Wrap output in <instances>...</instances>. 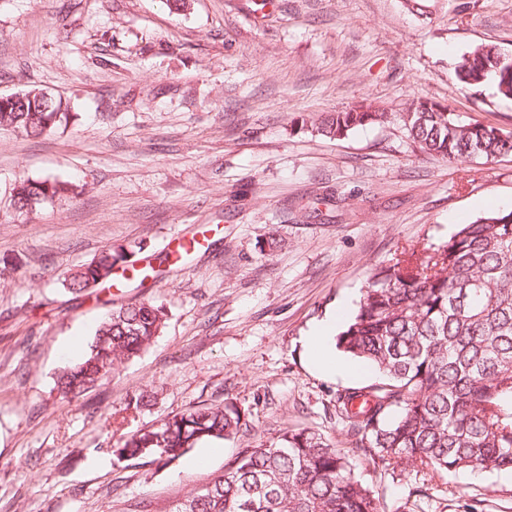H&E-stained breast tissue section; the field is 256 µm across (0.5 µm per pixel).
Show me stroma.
Instances as JSON below:
<instances>
[{"label":"stroma","instance_id":"stroma-1","mask_svg":"<svg viewBox=\"0 0 512 512\" xmlns=\"http://www.w3.org/2000/svg\"><path fill=\"white\" fill-rule=\"evenodd\" d=\"M0 0V95L68 99L67 127L0 130V512H169L241 449L295 428L350 449L336 395L376 379L318 370L305 338L346 320L376 269L512 209V157L445 162L401 126L338 140L305 116L419 98L512 132V98L466 88L454 62L480 43L512 55V0ZM70 193L16 212L19 180ZM204 245L167 256L173 237ZM112 250L146 279L74 295L67 270ZM150 300L167 319L103 385L65 398L56 379L112 307ZM149 392V405L133 398ZM232 402L235 438L161 465L120 461L137 430ZM354 474L387 512H512V473Z\"/></svg>","mask_w":512,"mask_h":512}]
</instances>
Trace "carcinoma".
<instances>
[{
  "label": "carcinoma",
  "mask_w": 512,
  "mask_h": 512,
  "mask_svg": "<svg viewBox=\"0 0 512 512\" xmlns=\"http://www.w3.org/2000/svg\"><path fill=\"white\" fill-rule=\"evenodd\" d=\"M503 53L480 44L455 63L458 80L478 88L492 79L512 97ZM18 107L0 108V128L29 136L67 126L68 102L33 87ZM402 122L420 152L448 162L512 155V133L465 122L448 106L418 99L399 113L361 105L307 119L312 132L338 139L370 123ZM59 181L21 180L16 211L29 213L61 193ZM112 250L70 273L68 289L112 287ZM150 300L112 308L97 325L88 353L59 373L65 398L101 385L114 364L140 356L165 323ZM336 348L371 366L377 381L346 388L336 412L363 455L401 476L468 469L512 471V210L487 213L440 244L396 257L375 272ZM247 425L232 405L197 406L131 434L120 459L152 456L164 464L206 441L230 440ZM169 512H386L351 473L346 454L314 432L290 430L245 448L224 473L177 501Z\"/></svg>",
  "instance_id": "1"
}]
</instances>
